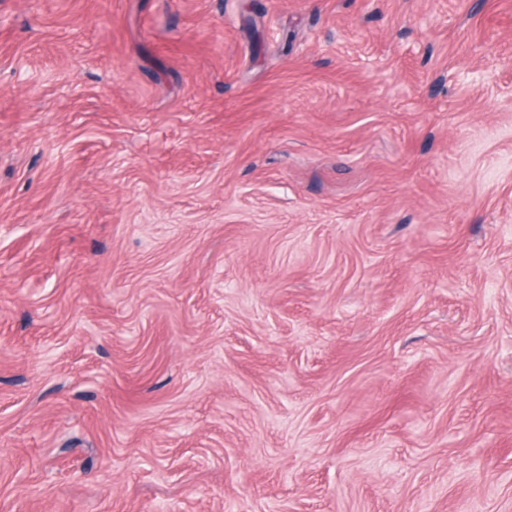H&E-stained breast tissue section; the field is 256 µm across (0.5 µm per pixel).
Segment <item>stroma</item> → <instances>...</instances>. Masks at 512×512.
Returning <instances> with one entry per match:
<instances>
[{"mask_svg": "<svg viewBox=\"0 0 512 512\" xmlns=\"http://www.w3.org/2000/svg\"><path fill=\"white\" fill-rule=\"evenodd\" d=\"M0 512H512V0H0Z\"/></svg>", "mask_w": 512, "mask_h": 512, "instance_id": "35a3bbf8", "label": "stroma"}]
</instances>
